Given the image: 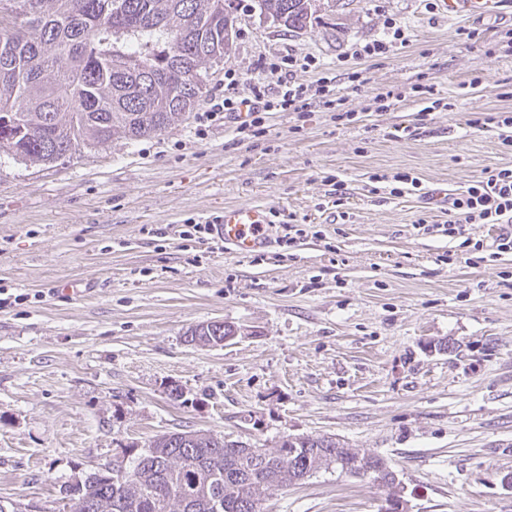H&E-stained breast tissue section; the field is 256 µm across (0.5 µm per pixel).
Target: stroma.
Returning a JSON list of instances; mask_svg holds the SVG:
<instances>
[{
	"mask_svg": "<svg viewBox=\"0 0 512 512\" xmlns=\"http://www.w3.org/2000/svg\"><path fill=\"white\" fill-rule=\"evenodd\" d=\"M389 19L406 45L352 58ZM289 57L329 94L255 136L231 116L198 131L226 78L247 98ZM200 74L193 111L158 136L46 164L0 151V503L58 512L117 456L204 431L269 449L332 436L397 474L323 470L270 489L262 512H385L394 494L407 512H512V254L471 262L461 238L418 229L448 218L425 192L512 166L499 129L473 124L512 113V0L479 20L436 0H316L301 30L239 0ZM405 172L418 188L391 195ZM241 204L267 208L266 251L184 240ZM211 321L235 338L185 344Z\"/></svg>",
	"mask_w": 512,
	"mask_h": 512,
	"instance_id": "35a3bbf8",
	"label": "stroma"
}]
</instances>
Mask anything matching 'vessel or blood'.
<instances>
[{
	"mask_svg": "<svg viewBox=\"0 0 512 512\" xmlns=\"http://www.w3.org/2000/svg\"><path fill=\"white\" fill-rule=\"evenodd\" d=\"M442 11L451 17H483L496 12L501 0H438ZM215 241L239 254L265 250L270 242L272 226L264 207L242 204L225 208L211 227Z\"/></svg>",
	"mask_w": 512,
	"mask_h": 512,
	"instance_id": "vessel-or-blood-1",
	"label": "vessel or blood"
}]
</instances>
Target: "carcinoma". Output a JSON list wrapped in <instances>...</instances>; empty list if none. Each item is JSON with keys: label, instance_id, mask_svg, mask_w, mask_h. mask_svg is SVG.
<instances>
[{"label": "carcinoma", "instance_id": "cac0c4a2", "mask_svg": "<svg viewBox=\"0 0 512 512\" xmlns=\"http://www.w3.org/2000/svg\"><path fill=\"white\" fill-rule=\"evenodd\" d=\"M313 0H256L303 29ZM235 0H0V148L50 163L80 145L155 137L201 97V65L224 57ZM336 446L219 447L207 434L154 439L124 457L127 477L93 472L81 512H260L266 493L306 471L354 472ZM182 498L172 497V488Z\"/></svg>", "mask_w": 512, "mask_h": 512}]
</instances>
